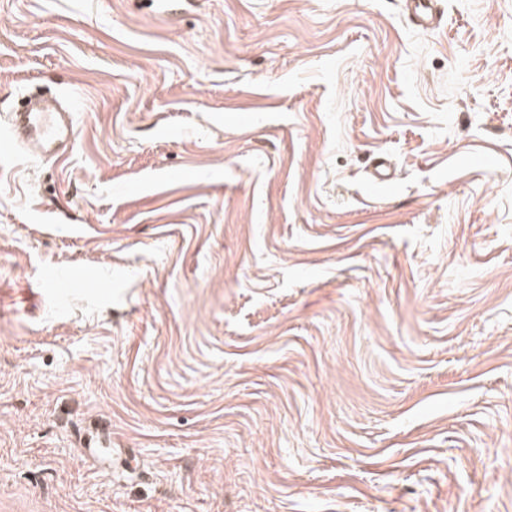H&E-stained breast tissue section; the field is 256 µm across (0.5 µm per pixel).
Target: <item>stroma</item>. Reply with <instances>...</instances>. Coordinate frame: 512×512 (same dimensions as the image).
I'll return each instance as SVG.
<instances>
[{
	"instance_id": "1",
	"label": "stroma",
	"mask_w": 512,
	"mask_h": 512,
	"mask_svg": "<svg viewBox=\"0 0 512 512\" xmlns=\"http://www.w3.org/2000/svg\"><path fill=\"white\" fill-rule=\"evenodd\" d=\"M439 8L0 0L77 127L0 120V512H512V0ZM437 0H403L410 15V20L418 27L426 28L434 24L436 17L431 5ZM13 146L32 144L49 158L68 154L75 139V124L72 112H59L44 107H35L31 100L13 112L10 119Z\"/></svg>"
}]
</instances>
